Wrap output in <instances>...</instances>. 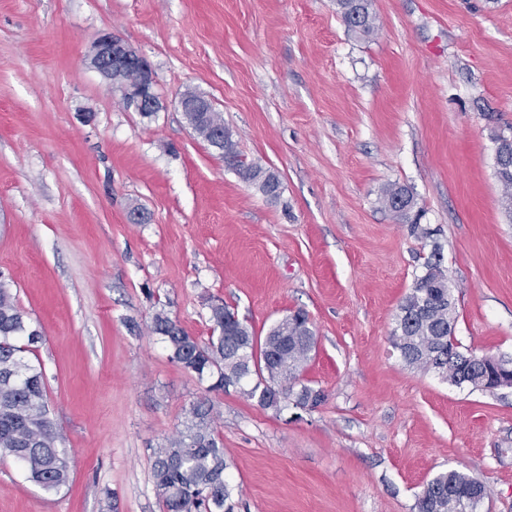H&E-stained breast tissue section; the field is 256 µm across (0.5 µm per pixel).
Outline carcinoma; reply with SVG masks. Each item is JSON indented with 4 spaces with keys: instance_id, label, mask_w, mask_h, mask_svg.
Wrapping results in <instances>:
<instances>
[{
    "instance_id": "1",
    "label": "carcinoma",
    "mask_w": 512,
    "mask_h": 512,
    "mask_svg": "<svg viewBox=\"0 0 512 512\" xmlns=\"http://www.w3.org/2000/svg\"><path fill=\"white\" fill-rule=\"evenodd\" d=\"M337 11L347 29L370 36L376 30L371 0H336ZM496 175L504 188L505 209L512 212V144L496 137ZM224 166L256 188L269 200L280 198L282 183L271 169L248 162L237 148L229 130H224ZM402 206L397 217L419 229L411 217L416 206L408 188L391 185L382 202ZM209 318L217 335L200 343L162 312L152 321L169 352V359L198 380H213L211 390L234 387L263 408H280L282 400L296 396L302 407L317 406L323 395L301 384L305 365L315 349V336L308 316L297 311L281 319L260 341L235 313L217 300L209 305ZM455 302L448 288V275L440 254L434 251L414 278L396 315L394 346L410 367L437 372L454 385L464 374L463 361L471 364L472 386L498 388L497 357L463 353L454 343ZM43 341V332L32 325L11 292L0 280V459H11L28 481L45 490H58L68 483L69 465L62 437L49 417L44 370L29 363L24 354L33 353ZM299 391H294L295 387ZM216 411L207 398L192 402L184 428L166 446L154 450L152 477L164 512H233L234 489L226 480L228 463L224 444L215 428ZM483 496L477 479L457 471L442 472L430 479L418 494L417 512H475Z\"/></svg>"
}]
</instances>
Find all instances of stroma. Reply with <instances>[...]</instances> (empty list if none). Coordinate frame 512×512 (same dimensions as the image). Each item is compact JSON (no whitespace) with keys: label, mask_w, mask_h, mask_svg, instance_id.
I'll list each match as a JSON object with an SVG mask.
<instances>
[{"label":"stroma","mask_w":512,"mask_h":512,"mask_svg":"<svg viewBox=\"0 0 512 512\" xmlns=\"http://www.w3.org/2000/svg\"><path fill=\"white\" fill-rule=\"evenodd\" d=\"M0 0V274L44 332L29 357L69 460L57 491L0 460V512H161L153 452L209 397L235 512H416L436 474L512 512V388L407 366L392 333L439 251L464 352L512 357V213L495 137L512 130V0ZM102 32L145 58V117L89 65ZM212 100L240 152L278 173L267 201L176 99ZM408 187L431 238L382 201ZM149 214L129 221L132 210ZM220 298L265 337L305 311L314 408L266 409L170 362L158 311L198 341ZM337 11L348 31L370 36L376 30L371 0H336Z\"/></svg>","instance_id":"obj_1"}]
</instances>
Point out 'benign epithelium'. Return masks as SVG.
<instances>
[{"label": "benign epithelium", "mask_w": 512, "mask_h": 512, "mask_svg": "<svg viewBox=\"0 0 512 512\" xmlns=\"http://www.w3.org/2000/svg\"><path fill=\"white\" fill-rule=\"evenodd\" d=\"M90 65L119 91L126 103L138 112L160 110L149 64L120 37L105 33L94 42ZM183 112H194L199 119L214 110L212 101L196 92L185 91L178 97Z\"/></svg>", "instance_id": "1"}]
</instances>
